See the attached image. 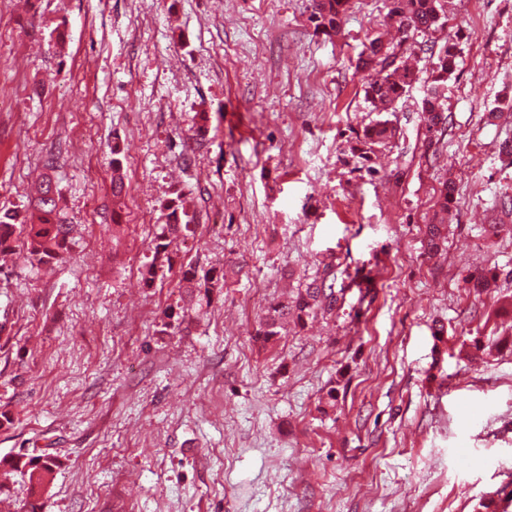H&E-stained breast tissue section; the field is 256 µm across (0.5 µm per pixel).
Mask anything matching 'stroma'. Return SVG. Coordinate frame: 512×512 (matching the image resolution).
Instances as JSON below:
<instances>
[{"label": "stroma", "mask_w": 512, "mask_h": 512, "mask_svg": "<svg viewBox=\"0 0 512 512\" xmlns=\"http://www.w3.org/2000/svg\"><path fill=\"white\" fill-rule=\"evenodd\" d=\"M312 0H11L0 11V208L40 173L72 226L65 262H0V459L51 458L42 512H476L512 489V315L465 279L496 267L512 296V0H445L457 47L448 124L421 161L431 60L364 163L376 118L364 44L391 0H353L341 34ZM64 25L63 43L50 33ZM208 123H200V113ZM126 185L114 209L112 158ZM53 169H46V160ZM448 239L424 251L445 179ZM195 237L144 286L165 205ZM335 263L341 308L262 348L269 301ZM224 269L180 312L178 267ZM364 269L370 281L351 282ZM485 345L476 354L475 343ZM396 136V128L390 119L379 120L363 130L362 137L357 136L361 147L357 150L360 157L368 160L367 154L375 148H391Z\"/></svg>", "instance_id": "1"}]
</instances>
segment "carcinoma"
<instances>
[{
  "label": "carcinoma",
  "mask_w": 512,
  "mask_h": 512,
  "mask_svg": "<svg viewBox=\"0 0 512 512\" xmlns=\"http://www.w3.org/2000/svg\"><path fill=\"white\" fill-rule=\"evenodd\" d=\"M350 0H313L309 21L315 31L331 38L338 34L347 12ZM389 19L395 24L399 33L396 42L384 43L379 36L369 39L364 45L358 60L361 69L375 70L378 78L364 90L366 100L380 112H391L394 105L409 92L414 80L413 67L410 60L415 56L414 49L405 43L414 34L429 35L445 25V12L441 0H393L389 10ZM428 50L430 56L436 58L433 63L426 95L422 99L421 112L427 125V136L421 145L422 159H429L435 145L433 137L443 132L448 123L441 88L448 84L456 69L453 46L437 45L431 42ZM396 136V128L390 119L379 120L363 130L358 137L361 158L377 148L392 147ZM118 151L112 150V194L122 195L125 183L121 174L122 162L117 158ZM454 182L448 179L442 183L437 197V213L446 215L455 203ZM60 193L53 186L51 177H46L39 196L33 204V212L28 217H20V213L3 208L0 210V253L12 252L17 249L26 253L30 263L45 265L64 259L68 251V239L71 225L65 223L59 208ZM166 224L149 246L151 260L144 263L142 277L150 286L162 268H172L170 248L179 241L195 235V225L191 224L186 212L179 210V205L170 202L167 206ZM447 225L440 220L427 225L426 253L433 257L439 249ZM336 266L328 263L324 266L321 280L313 282L304 289L297 291L291 299L279 300L269 304L256 340L263 344L275 341L280 336V329L288 320L297 324L305 323L306 318L316 313L332 312L343 299L344 289H335ZM497 280L496 268H489L470 276L468 284L477 294L488 292L495 287ZM225 284L224 270L211 269L198 275L194 267L181 269L179 287L183 289V301L186 306L193 307L201 293H209ZM13 468L21 470L28 476L30 496L48 487L53 480V468L47 461L33 458L23 461L19 458L9 461ZM512 506V491L507 497L500 498L490 495L481 501L477 512H508Z\"/></svg>",
  "instance_id": "1"
}]
</instances>
